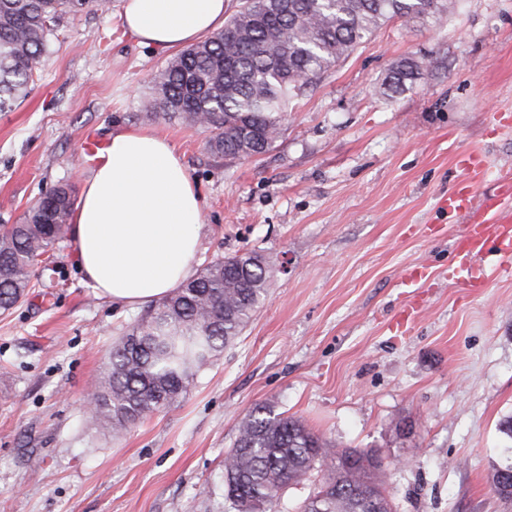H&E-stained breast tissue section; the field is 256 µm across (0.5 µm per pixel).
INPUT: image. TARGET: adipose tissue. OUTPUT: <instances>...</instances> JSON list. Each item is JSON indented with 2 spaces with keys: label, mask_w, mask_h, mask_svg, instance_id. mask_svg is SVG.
Returning <instances> with one entry per match:
<instances>
[{
  "label": "adipose tissue",
  "mask_w": 512,
  "mask_h": 512,
  "mask_svg": "<svg viewBox=\"0 0 512 512\" xmlns=\"http://www.w3.org/2000/svg\"><path fill=\"white\" fill-rule=\"evenodd\" d=\"M226 0H124L122 21L141 45L172 49L223 27ZM201 195L166 138L113 131L81 193L71 235L87 283L113 303L136 306L178 288L191 272Z\"/></svg>",
  "instance_id": "1"
}]
</instances>
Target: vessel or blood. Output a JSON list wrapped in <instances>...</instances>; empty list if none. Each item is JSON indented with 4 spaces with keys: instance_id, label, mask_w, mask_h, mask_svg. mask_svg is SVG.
<instances>
[{
    "instance_id": "vessel-or-blood-1",
    "label": "vessel or blood",
    "mask_w": 512,
    "mask_h": 512,
    "mask_svg": "<svg viewBox=\"0 0 512 512\" xmlns=\"http://www.w3.org/2000/svg\"><path fill=\"white\" fill-rule=\"evenodd\" d=\"M465 178L456 191L441 199V209L468 216V222L456 249L453 274L462 288L474 291L483 285V269L476 259L485 254L495 257V270L512 274V216L505 214L503 203L512 199V181L502 180L495 192L475 196V185L485 176L484 159L471 153L461 160Z\"/></svg>"
}]
</instances>
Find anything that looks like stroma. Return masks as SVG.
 <instances>
[{
	"label": "stroma",
	"instance_id": "35a3bbf8",
	"mask_svg": "<svg viewBox=\"0 0 512 512\" xmlns=\"http://www.w3.org/2000/svg\"><path fill=\"white\" fill-rule=\"evenodd\" d=\"M123 0L66 15L39 75L0 112V224L52 189L81 192L86 132L147 126L180 153L203 200L193 272L257 249L278 266L242 334L179 405L115 439L86 400L113 343L146 311L85 281L72 238L0 314V512H234L224 453L253 407L299 419L337 450L377 451L394 512H512L492 469L512 418V280L451 278L464 217L438 205L493 166L512 179V0H459L440 23L386 22L302 96L265 154L212 155L209 134L144 122L173 50L143 47ZM424 61L400 94L384 79ZM424 269L411 288L402 274Z\"/></svg>",
	"mask_w": 512,
	"mask_h": 512
}]
</instances>
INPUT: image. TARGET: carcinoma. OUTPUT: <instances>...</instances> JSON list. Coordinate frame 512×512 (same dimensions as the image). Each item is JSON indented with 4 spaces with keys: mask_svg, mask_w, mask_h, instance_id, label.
<instances>
[{
    "mask_svg": "<svg viewBox=\"0 0 512 512\" xmlns=\"http://www.w3.org/2000/svg\"><path fill=\"white\" fill-rule=\"evenodd\" d=\"M457 0H243L224 29L170 58L142 102L148 120L173 118L210 132L208 150L229 158L268 152L301 91L345 60L380 25L447 17ZM90 0H0V112L40 71L51 24ZM422 63L398 62L385 78L399 92ZM71 188L42 197L21 224L0 225V313L26 295L38 260L66 234ZM277 271L257 250L214 258L151 307L110 350L91 394L90 420L120 436L179 405L252 319ZM379 456L337 451L300 420L255 407L224 457V495L236 512H267L316 467L330 471L295 512H394L378 482Z\"/></svg>",
    "mask_w": 512,
    "mask_h": 512,
    "instance_id": "1",
    "label": "carcinoma"
}]
</instances>
